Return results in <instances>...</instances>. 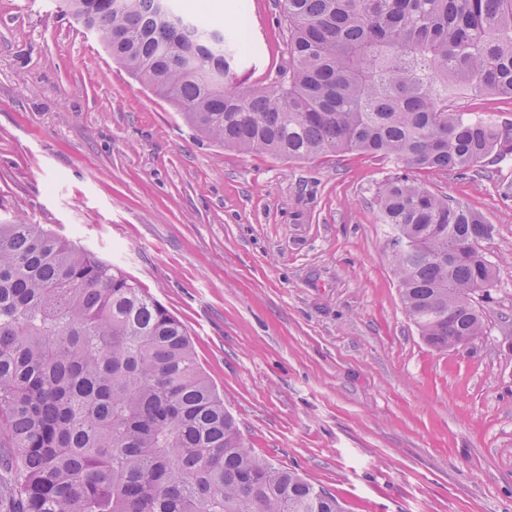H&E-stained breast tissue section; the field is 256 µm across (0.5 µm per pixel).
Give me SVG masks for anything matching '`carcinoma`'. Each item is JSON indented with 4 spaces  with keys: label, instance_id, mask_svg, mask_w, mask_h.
Returning a JSON list of instances; mask_svg holds the SVG:
<instances>
[{
    "label": "carcinoma",
    "instance_id": "carcinoma-1",
    "mask_svg": "<svg viewBox=\"0 0 512 512\" xmlns=\"http://www.w3.org/2000/svg\"><path fill=\"white\" fill-rule=\"evenodd\" d=\"M129 75L226 149L360 151L427 172L512 154L458 98L512 99V0H282L270 86L234 85L248 26L174 0H65ZM405 311L437 350L483 331L494 227L398 176L378 193ZM0 512H344L255 456L184 324L121 268L41 224L0 223Z\"/></svg>",
    "mask_w": 512,
    "mask_h": 512
}]
</instances>
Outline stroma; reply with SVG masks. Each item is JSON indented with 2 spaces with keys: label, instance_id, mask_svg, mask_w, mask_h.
<instances>
[{
  "label": "stroma",
  "instance_id": "stroma-1",
  "mask_svg": "<svg viewBox=\"0 0 512 512\" xmlns=\"http://www.w3.org/2000/svg\"><path fill=\"white\" fill-rule=\"evenodd\" d=\"M236 83L282 61L246 0ZM63 0H0V219L122 268L187 327L253 453L346 512H512V162L430 174L360 152L302 162L196 136ZM409 174L493 225L484 330L437 351L407 316L377 193Z\"/></svg>",
  "mask_w": 512,
  "mask_h": 512
}]
</instances>
